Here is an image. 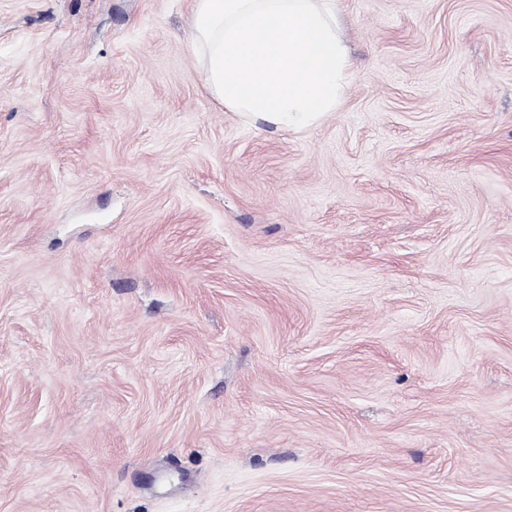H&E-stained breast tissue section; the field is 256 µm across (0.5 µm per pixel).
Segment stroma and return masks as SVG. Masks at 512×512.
<instances>
[{"label": "stroma", "mask_w": 512, "mask_h": 512, "mask_svg": "<svg viewBox=\"0 0 512 512\" xmlns=\"http://www.w3.org/2000/svg\"><path fill=\"white\" fill-rule=\"evenodd\" d=\"M190 10L0 0V512H512V0H339L283 131Z\"/></svg>", "instance_id": "stroma-1"}]
</instances>
